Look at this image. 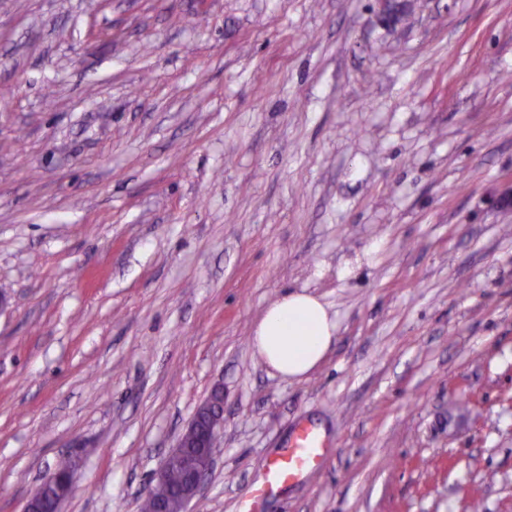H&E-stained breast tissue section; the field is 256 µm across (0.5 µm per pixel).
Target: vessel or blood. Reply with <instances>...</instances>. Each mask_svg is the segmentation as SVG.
<instances>
[{
    "label": "vessel or blood",
    "mask_w": 512,
    "mask_h": 512,
    "mask_svg": "<svg viewBox=\"0 0 512 512\" xmlns=\"http://www.w3.org/2000/svg\"><path fill=\"white\" fill-rule=\"evenodd\" d=\"M323 456L324 441L321 435L312 428H300L289 448L267 463L264 492L275 491L304 473L318 469Z\"/></svg>",
    "instance_id": "obj_1"
}]
</instances>
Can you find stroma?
I'll use <instances>...</instances> for the list:
<instances>
[{"mask_svg": "<svg viewBox=\"0 0 512 512\" xmlns=\"http://www.w3.org/2000/svg\"><path fill=\"white\" fill-rule=\"evenodd\" d=\"M0 0V512H512V0ZM288 291L336 320L286 379ZM323 467L251 502L298 426ZM335 334L336 322L326 305L313 295L294 292L265 308L251 343L279 375L301 379L325 360ZM199 411H203L210 416L212 436L221 438L224 432V396L211 395L197 407L195 414ZM195 435H197V431L195 426V418L193 416L185 428V431L177 440L175 447L170 451V453L163 460L159 469L156 470L151 477V487L147 492L146 497L154 495L156 486L163 482L165 470L172 462H182L189 478L188 486L183 491L184 476L181 467L173 464L167 469L164 483L156 495V497H160L156 499L157 512L173 511V504L163 498L176 502L178 495L182 491L183 492L178 499V507L176 510L189 512V505L193 500L200 496L204 488L205 481L214 468L216 462V451H213L212 453L207 454L202 458L194 460H183L181 448H184L185 453L189 455L196 453L198 450L197 448H185L184 446L186 439ZM70 460H61L54 468L55 477L54 480L49 482V474L43 479L45 482H49L47 487L40 493L39 511L40 512H56L55 498L57 497L58 490L65 487V480L67 478V471L71 467Z\"/></svg>", "mask_w": 512, "mask_h": 512, "instance_id": "35a3bbf8", "label": "stroma"}]
</instances>
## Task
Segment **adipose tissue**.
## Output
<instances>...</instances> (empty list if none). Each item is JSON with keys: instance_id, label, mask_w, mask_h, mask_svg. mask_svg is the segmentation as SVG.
Masks as SVG:
<instances>
[{"instance_id": "obj_1", "label": "adipose tissue", "mask_w": 512, "mask_h": 512, "mask_svg": "<svg viewBox=\"0 0 512 512\" xmlns=\"http://www.w3.org/2000/svg\"><path fill=\"white\" fill-rule=\"evenodd\" d=\"M335 334L336 323L326 305L313 295L294 292L265 308L251 343L279 375L300 379L325 360Z\"/></svg>"}]
</instances>
